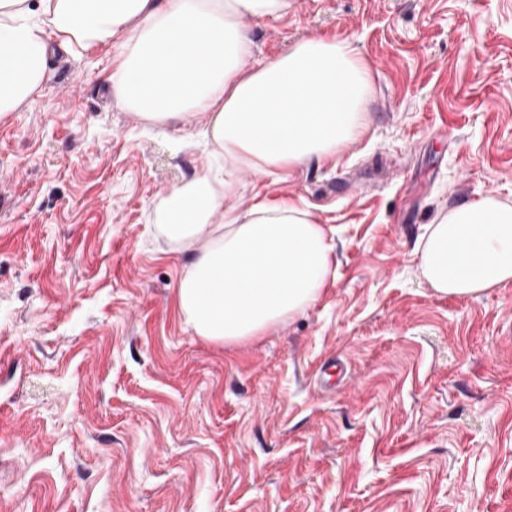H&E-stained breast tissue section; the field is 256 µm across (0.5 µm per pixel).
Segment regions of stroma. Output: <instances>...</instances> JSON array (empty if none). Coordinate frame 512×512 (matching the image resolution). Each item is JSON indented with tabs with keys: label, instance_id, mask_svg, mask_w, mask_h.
<instances>
[{
	"label": "stroma",
	"instance_id": "1",
	"mask_svg": "<svg viewBox=\"0 0 512 512\" xmlns=\"http://www.w3.org/2000/svg\"><path fill=\"white\" fill-rule=\"evenodd\" d=\"M246 26L254 60L331 34L371 69L361 140L235 199L308 206L335 280L266 335L196 336L151 218L200 171L202 121L146 128L114 49L57 50L0 119V512H512V282L441 296L413 254L442 207L512 202V0Z\"/></svg>",
	"mask_w": 512,
	"mask_h": 512
}]
</instances>
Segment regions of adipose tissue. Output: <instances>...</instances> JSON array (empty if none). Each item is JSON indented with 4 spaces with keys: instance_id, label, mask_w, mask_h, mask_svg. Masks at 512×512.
<instances>
[{
    "instance_id": "adipose-tissue-1",
    "label": "adipose tissue",
    "mask_w": 512,
    "mask_h": 512,
    "mask_svg": "<svg viewBox=\"0 0 512 512\" xmlns=\"http://www.w3.org/2000/svg\"><path fill=\"white\" fill-rule=\"evenodd\" d=\"M295 0H0V118L37 97L56 46H110V80L147 125L205 120L206 168L161 195L156 235L188 254L175 301L185 324L232 345L305 313L336 277L324 225L289 198L234 204L244 173L334 157L366 128L369 70L352 44L313 36L257 62L245 26ZM421 276L475 298L512 282V203L463 201L426 225Z\"/></svg>"
}]
</instances>
